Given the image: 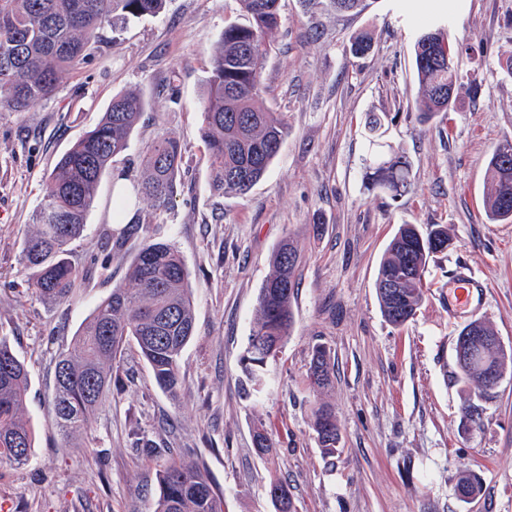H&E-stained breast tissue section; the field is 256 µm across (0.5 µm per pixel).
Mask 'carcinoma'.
<instances>
[{
	"label": "carcinoma",
	"mask_w": 512,
	"mask_h": 512,
	"mask_svg": "<svg viewBox=\"0 0 512 512\" xmlns=\"http://www.w3.org/2000/svg\"><path fill=\"white\" fill-rule=\"evenodd\" d=\"M248 19L245 25L224 27L210 60L204 83L201 138L207 149L212 188L225 195L242 196L264 177L288 136L283 113L264 102L261 72L268 53L267 39L279 25V0H238ZM330 11H356L365 0H307ZM165 0H0V106L23 112L52 98L62 76L90 63L103 32L159 14ZM367 32L353 37L349 50L355 56L370 52ZM414 71L418 85L415 111L427 121L448 112V92L459 81L455 58L458 48L447 26L436 24L418 31L414 44ZM450 56L447 67L429 62L430 56ZM147 109L137 91L112 97L100 122L87 131L55 163L46 177L41 202L33 214L35 230L24 243L28 268L33 270L30 289L47 303L70 300L86 287L87 274L76 255L75 243L86 226L102 176L114 158L125 152ZM512 142L499 144L485 171L484 206L494 224L512 223V210L503 208L512 192ZM509 167H504V163ZM183 163L179 141L167 135L149 147L144 176L137 194L146 205L143 217L125 226L120 235L106 238L99 265L109 276L112 261L133 239L142 243L130 260L124 283L113 288L58 354L55 365L53 411L64 442H72L94 429L103 412L126 344H135L149 366L156 385L175 395L182 386V352L195 334V307L188 272L178 250L156 241L148 229L167 211L177 190ZM410 163L374 141L369 154L371 184L384 192L401 194L411 188ZM450 240L448 229L432 225L421 236L403 224L389 243L378 267L376 292L386 321L401 327L383 292L386 277L412 264L415 274L402 289L403 305L413 317L423 296L425 267L434 251L431 237ZM302 255L290 238L279 242L270 255L271 272L260 288L254 326L243 355V372L253 394L262 392L268 361L276 360L293 326V299L298 288ZM308 384L323 393L333 385L329 349L313 347ZM30 377L27 366L0 337V461L16 466L28 463L34 432L24 417ZM312 428L323 455L336 454L340 429L334 408L319 403L312 410ZM255 451L267 455L275 442L259 424ZM156 462L157 493L152 512H224L223 492L197 462L174 456V449L144 444ZM457 492L473 498L479 479L461 476Z\"/></svg>",
	"instance_id": "carcinoma-1"
}]
</instances>
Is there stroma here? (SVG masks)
I'll return each mask as SVG.
<instances>
[{
	"instance_id": "1",
	"label": "stroma",
	"mask_w": 512,
	"mask_h": 512,
	"mask_svg": "<svg viewBox=\"0 0 512 512\" xmlns=\"http://www.w3.org/2000/svg\"><path fill=\"white\" fill-rule=\"evenodd\" d=\"M366 3L339 16L280 0L262 89L266 104L285 115L288 136L243 196L213 191L200 136L211 51L226 25L242 22L238 0H166L162 13L105 38L52 99L23 112L0 108V336L28 367L26 416L35 430L27 465L0 463V512H150L155 469L133 448V429L198 458L224 494V512H275L267 493L274 480L287 484L298 512H512V371L481 391L459 380L456 364L458 334L475 319L512 349V223H490L484 211L487 160L512 142V76L502 68L512 56V0ZM445 19L452 42L468 50L459 56L453 108L423 122L413 107L412 30ZM365 28L373 50L357 59L346 47ZM132 90L144 94L147 110L102 177L76 244L91 282L71 301L45 303L29 289L23 256L44 180L113 96ZM370 113L382 118L373 133ZM162 135L181 142L184 165L150 235L175 244L193 288L196 330L182 353L184 384L174 396L161 391L128 347L118 373L124 390L109 396L93 450L68 448L53 413L56 358L124 279L126 257L113 260L105 282L95 262L106 235L143 209L113 213V174L138 180L142 154ZM373 139L410 162L408 193L371 188ZM403 224L447 226L451 244L429 260L414 319L395 328L381 313L375 280ZM286 237L304 254L294 325L260 398H248L240 360L269 256ZM460 272L485 285L461 310L448 306ZM318 342L330 348L336 375L321 394L306 380ZM321 401L335 408L341 433L332 457L312 429ZM468 407L478 422L465 419ZM260 423L277 443L267 457L253 449ZM465 471L481 483L467 502L456 492Z\"/></svg>"
}]
</instances>
